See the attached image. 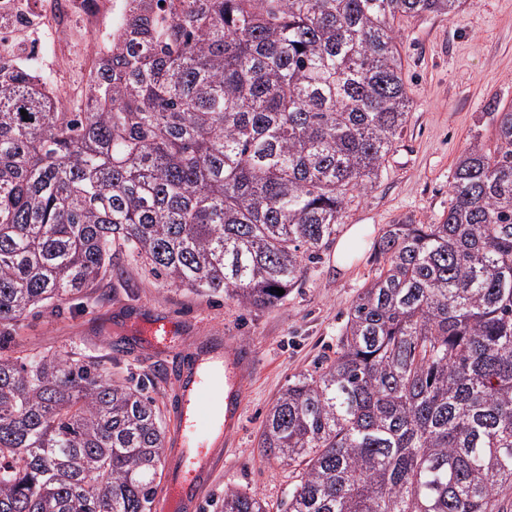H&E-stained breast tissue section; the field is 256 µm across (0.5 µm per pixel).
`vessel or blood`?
Instances as JSON below:
<instances>
[{"label": "vessel or blood", "instance_id": "b4317fda", "mask_svg": "<svg viewBox=\"0 0 512 512\" xmlns=\"http://www.w3.org/2000/svg\"><path fill=\"white\" fill-rule=\"evenodd\" d=\"M132 326L155 343L173 331L172 325L142 317ZM249 358L246 351L225 352L220 360L199 349L190 351L186 375L176 386L179 409L164 448L163 512H198L205 490L223 465L211 441L232 442L242 426L241 385Z\"/></svg>", "mask_w": 512, "mask_h": 512}]
</instances>
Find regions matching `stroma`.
<instances>
[{"instance_id":"obj_1","label":"stroma","mask_w":512,"mask_h":512,"mask_svg":"<svg viewBox=\"0 0 512 512\" xmlns=\"http://www.w3.org/2000/svg\"><path fill=\"white\" fill-rule=\"evenodd\" d=\"M400 28L408 118L373 186L355 193L345 209L344 227L370 229L346 261L328 245L283 302L247 308L175 287L125 250L87 297L27 317L0 350L5 357L66 352L100 362L116 379L148 377L168 431L174 424V370L185 353L248 348L253 358L242 428L199 512H219L228 489L256 495L267 512H281L295 475L290 467L268 463L259 446L268 409L297 374L314 370L335 351L350 306L378 271L375 244L387 225L438 223L465 147L476 137L492 140L494 107L512 105V0H463L453 15L408 18ZM89 39L75 17L64 40L44 45L46 77L63 101L74 100L87 77ZM137 317L176 323L175 342L159 350L131 330Z\"/></svg>"}]
</instances>
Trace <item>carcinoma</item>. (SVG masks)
Wrapping results in <instances>:
<instances>
[{"label":"carcinoma","instance_id":"carcinoma-1","mask_svg":"<svg viewBox=\"0 0 512 512\" xmlns=\"http://www.w3.org/2000/svg\"><path fill=\"white\" fill-rule=\"evenodd\" d=\"M68 104L0 61V342L117 247L180 288L274 307L336 239L406 122L396 22L462 0H125ZM28 117H23L21 111ZM437 224H390L337 339L266 413L284 512H512V106ZM142 384L0 356V512H152ZM221 512H266L224 492Z\"/></svg>","mask_w":512,"mask_h":512}]
</instances>
